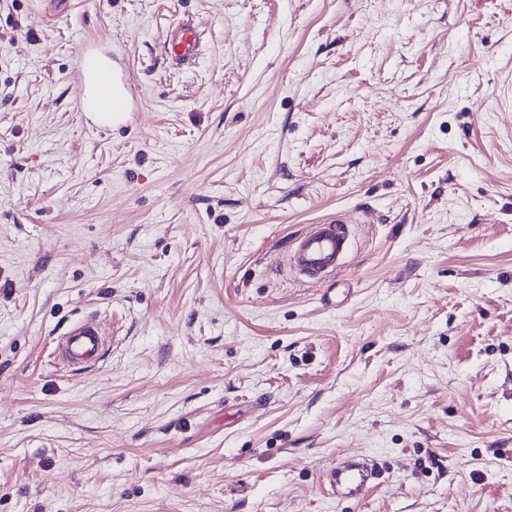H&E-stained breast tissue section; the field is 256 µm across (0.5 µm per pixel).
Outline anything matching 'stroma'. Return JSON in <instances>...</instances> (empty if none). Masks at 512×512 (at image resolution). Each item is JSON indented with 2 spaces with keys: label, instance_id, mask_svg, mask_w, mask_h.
Segmentation results:
<instances>
[{
  "label": "stroma",
  "instance_id": "35a3bbf8",
  "mask_svg": "<svg viewBox=\"0 0 512 512\" xmlns=\"http://www.w3.org/2000/svg\"><path fill=\"white\" fill-rule=\"evenodd\" d=\"M84 37L123 125L76 109ZM509 76L512 0H0V512H512ZM201 31L192 20H180L172 24L162 43L166 56L182 64L194 63L200 48ZM349 242V228L343 219L309 224L293 239L289 263L307 279L320 280L343 263ZM106 342V333L94 319L84 321L60 337L57 345L61 363L81 368L95 362ZM380 476L378 463L365 455L337 459L336 464L323 473V485L332 494L353 499L363 498Z\"/></svg>",
  "mask_w": 512,
  "mask_h": 512
}]
</instances>
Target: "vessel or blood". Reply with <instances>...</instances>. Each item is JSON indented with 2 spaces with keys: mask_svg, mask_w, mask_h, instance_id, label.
Instances as JSON below:
<instances>
[{
  "mask_svg": "<svg viewBox=\"0 0 512 512\" xmlns=\"http://www.w3.org/2000/svg\"><path fill=\"white\" fill-rule=\"evenodd\" d=\"M201 31L192 20L172 24L162 43L166 56L182 64L194 63L200 48ZM77 87L76 105L84 113L99 112L117 117L129 109L131 91L121 71L108 67L90 40H83L75 53L72 70ZM349 228L344 220H325L307 225L292 242L289 263L300 275L319 280L338 268L349 248ZM106 342V333L93 319L84 321L60 337L57 345L61 363L80 368L95 362ZM380 476L377 462L365 455L338 459L324 472L322 482L333 494L363 498Z\"/></svg>",
  "mask_w": 512,
  "mask_h": 512,
  "instance_id": "vessel-or-blood-1",
  "label": "vessel or blood"
}]
</instances>
